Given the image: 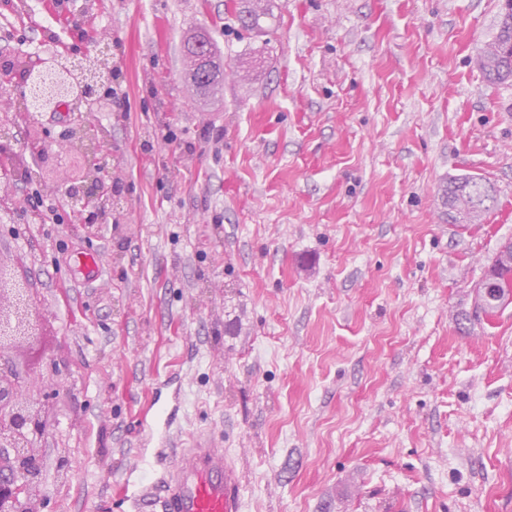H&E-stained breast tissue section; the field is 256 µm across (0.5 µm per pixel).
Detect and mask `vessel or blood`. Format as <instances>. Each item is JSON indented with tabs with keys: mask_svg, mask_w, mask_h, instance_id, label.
Listing matches in <instances>:
<instances>
[{
	"mask_svg": "<svg viewBox=\"0 0 512 512\" xmlns=\"http://www.w3.org/2000/svg\"><path fill=\"white\" fill-rule=\"evenodd\" d=\"M162 492L143 487L139 504L161 512H241V477L209 435H193L190 447L174 452L163 468Z\"/></svg>",
	"mask_w": 512,
	"mask_h": 512,
	"instance_id": "b4317fda",
	"label": "vessel or blood"
}]
</instances>
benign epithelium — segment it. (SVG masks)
Here are the masks:
<instances>
[{"label": "benign epithelium", "instance_id": "1", "mask_svg": "<svg viewBox=\"0 0 512 512\" xmlns=\"http://www.w3.org/2000/svg\"><path fill=\"white\" fill-rule=\"evenodd\" d=\"M94 61L88 54L79 63L28 57L20 68L13 60H3L0 66L16 72L24 87L51 71L39 111L53 112L55 100L73 96L68 81L72 73L80 78V97L90 100L99 95L101 70ZM106 168L105 158H98L83 180L67 186V198L82 224H104L112 214V197L120 189ZM479 287L498 293L491 314L497 315L512 304V274L492 277ZM43 327L30 278L21 269L0 261V512H42V500L32 489L42 466L34 447L44 437L45 419L54 405L27 394L32 362L14 358L13 352L31 346L35 337L43 334Z\"/></svg>", "mask_w": 512, "mask_h": 512}]
</instances>
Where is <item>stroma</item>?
I'll return each instance as SVG.
<instances>
[{
  "instance_id": "obj_1",
  "label": "stroma",
  "mask_w": 512,
  "mask_h": 512,
  "mask_svg": "<svg viewBox=\"0 0 512 512\" xmlns=\"http://www.w3.org/2000/svg\"><path fill=\"white\" fill-rule=\"evenodd\" d=\"M0 0V59L100 51L105 94L5 125L32 180L0 209V257L45 314L30 392L53 401L37 450L45 512H120L152 400L207 432L242 512H512V306L474 319L512 237V82L477 48L503 0ZM212 41L216 95L187 82ZM121 186L107 223L65 196L93 155ZM498 190L452 224L448 178ZM58 221H40L46 205ZM100 273L79 272V254Z\"/></svg>"
}]
</instances>
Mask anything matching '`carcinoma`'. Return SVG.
<instances>
[{
  "label": "carcinoma",
  "instance_id": "cac0c4a2",
  "mask_svg": "<svg viewBox=\"0 0 512 512\" xmlns=\"http://www.w3.org/2000/svg\"><path fill=\"white\" fill-rule=\"evenodd\" d=\"M184 52L190 61L189 80L195 91L200 95L221 91L224 73L220 65L214 60L203 61L191 39L184 44ZM476 65L489 82L504 83L512 79V11L504 13L495 36L478 47ZM443 200L452 223L464 220L477 224L496 209L498 191L483 177L461 175L448 180Z\"/></svg>",
  "mask_w": 512,
  "mask_h": 512
}]
</instances>
